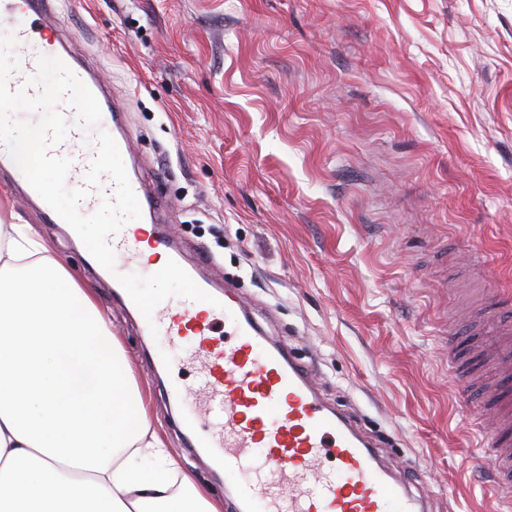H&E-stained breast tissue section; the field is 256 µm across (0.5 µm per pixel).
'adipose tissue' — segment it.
Listing matches in <instances>:
<instances>
[{
	"label": "adipose tissue",
	"mask_w": 512,
	"mask_h": 512,
	"mask_svg": "<svg viewBox=\"0 0 512 512\" xmlns=\"http://www.w3.org/2000/svg\"><path fill=\"white\" fill-rule=\"evenodd\" d=\"M175 473L91 290L0 224V512H218Z\"/></svg>",
	"instance_id": "adipose-tissue-1"
}]
</instances>
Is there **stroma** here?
Listing matches in <instances>:
<instances>
[{
	"label": "stroma",
	"instance_id": "1",
	"mask_svg": "<svg viewBox=\"0 0 512 512\" xmlns=\"http://www.w3.org/2000/svg\"><path fill=\"white\" fill-rule=\"evenodd\" d=\"M122 109L156 229L237 284L322 398L372 435L427 512H499L479 320L512 318V0H53ZM99 308L182 472L222 512L229 477L178 426L146 341L83 244L11 192Z\"/></svg>",
	"mask_w": 512,
	"mask_h": 512
}]
</instances>
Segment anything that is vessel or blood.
I'll use <instances>...</instances> for the list:
<instances>
[{
	"label": "vessel or blood",
	"instance_id": "b4317fda",
	"mask_svg": "<svg viewBox=\"0 0 512 512\" xmlns=\"http://www.w3.org/2000/svg\"><path fill=\"white\" fill-rule=\"evenodd\" d=\"M50 0H0V26L15 34L13 48L20 68L9 79L13 90L37 89L26 81L35 73L41 54L70 62V50L47 12ZM79 79L96 97L102 111L101 130L110 132L120 152H128L129 140L115 125L102 80L86 72ZM57 109L70 125L66 141L52 152L72 160L68 182L88 188L81 203L83 214L97 210L102 199L114 198L116 184L103 177L99 186L88 187L86 175L95 145L86 141L77 124L76 111L66 103ZM26 196L34 191L0 142V170ZM116 265L143 267L144 252L153 249L167 258L176 253L159 233L141 237L130 229L109 237ZM234 283L225 282L216 304L170 297L153 311L158 334L174 360L192 366L197 378H177L167 395L183 409V427L196 437L225 474L234 476L233 497L239 512H424L422 497L385 469L375 441L352 417L327 405L320 397L310 372L301 360L281 345L271 343L260 323L229 302ZM224 322V339L216 341L212 325ZM497 338L493 356L503 366L512 365V328L492 327ZM492 413L503 421L496 443V471L512 480V390L495 395Z\"/></svg>",
	"mask_w": 512,
	"mask_h": 512
}]
</instances>
